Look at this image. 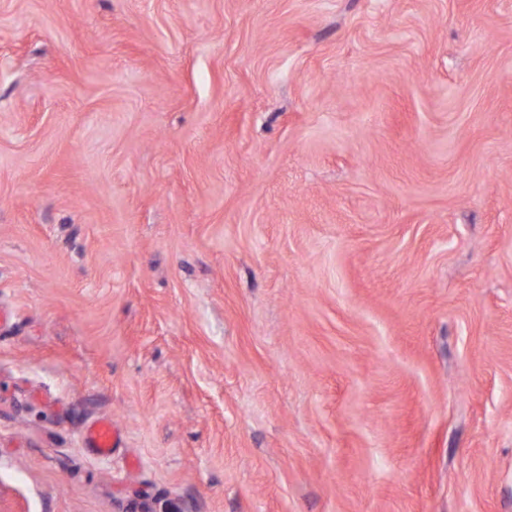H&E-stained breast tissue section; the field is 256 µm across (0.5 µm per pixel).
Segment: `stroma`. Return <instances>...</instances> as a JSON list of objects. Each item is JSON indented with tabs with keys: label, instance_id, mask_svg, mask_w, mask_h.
I'll use <instances>...</instances> for the list:
<instances>
[{
	"label": "stroma",
	"instance_id": "stroma-1",
	"mask_svg": "<svg viewBox=\"0 0 512 512\" xmlns=\"http://www.w3.org/2000/svg\"><path fill=\"white\" fill-rule=\"evenodd\" d=\"M0 512H512V0H0ZM87 442L92 452L102 458H110L116 446L117 434L110 419H99L87 428Z\"/></svg>",
	"mask_w": 512,
	"mask_h": 512
}]
</instances>
